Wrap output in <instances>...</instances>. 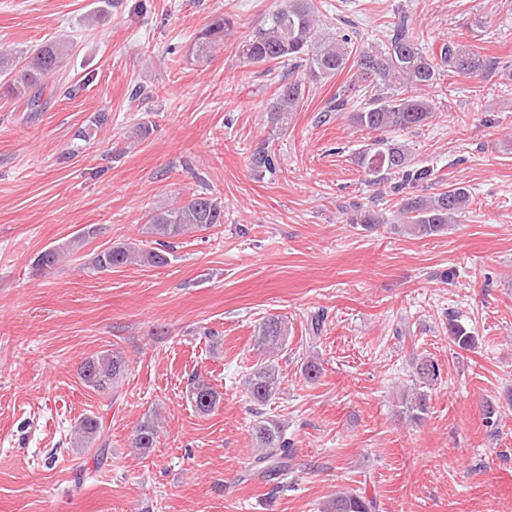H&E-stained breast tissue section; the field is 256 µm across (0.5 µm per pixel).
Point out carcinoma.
<instances>
[{
	"mask_svg": "<svg viewBox=\"0 0 512 512\" xmlns=\"http://www.w3.org/2000/svg\"><path fill=\"white\" fill-rule=\"evenodd\" d=\"M320 6L315 0H288V6L268 14L253 27L237 46V53L247 63H288V77L280 79L269 105L270 120L281 124L288 114L303 104L310 84L336 76L347 68L354 70L351 81L341 87L324 107V112L351 110L355 125L370 132L410 131L424 126L433 117L432 101L422 92L434 87L440 71L446 69L476 77L490 60L478 53L466 51L448 42L440 54L429 55L416 39L409 35L407 24L400 20L390 26L385 41L378 45H359L343 31L327 32L320 19ZM235 22L222 15L215 18L195 37V55L205 60L215 50L224 47ZM71 45L64 40L47 42L37 48L15 55L0 52V77L6 78V89L17 97L57 74L70 55ZM363 93V104L354 103L357 93ZM358 163L369 172L386 179L399 176L402 186L422 182L433 176L429 168L411 167L403 146L379 138L358 153ZM471 194L458 186L430 197H408L402 200L399 213L401 229L413 236L429 237L448 230L468 212ZM350 224H379L381 217L369 209L355 208L347 218ZM224 223V205L217 198L198 193L179 205L153 212L144 227V234L156 239V246L143 249L136 244L111 246L94 258V267L103 272L130 264L161 267L171 262L169 241L206 231ZM75 237L57 247L42 251L34 259L33 269L43 273L54 268L64 255L80 244ZM448 336L462 350L475 346L472 332L456 321L448 322ZM288 345V323L271 315L257 326L254 347L263 358L256 363L245 380V390L259 405H265L280 392L281 372L275 356ZM127 362L117 351H103L86 359L79 368V378L92 391L110 395L126 371ZM440 376L438 363L421 358L415 365L414 392L403 400L404 414L417 423L427 414L426 388ZM186 399L196 412L207 415L219 403L220 393L199 376L191 378ZM102 424L96 415L81 418L71 432L76 448H89L101 436ZM159 424L154 415L140 421L130 438V447L138 450L154 447ZM253 439L258 455L255 463L259 473L288 475L291 442L282 425L273 419L259 420L253 427ZM377 502L357 491H339L327 500L322 512H377Z\"/></svg>",
	"mask_w": 512,
	"mask_h": 512,
	"instance_id": "1",
	"label": "carcinoma"
}]
</instances>
